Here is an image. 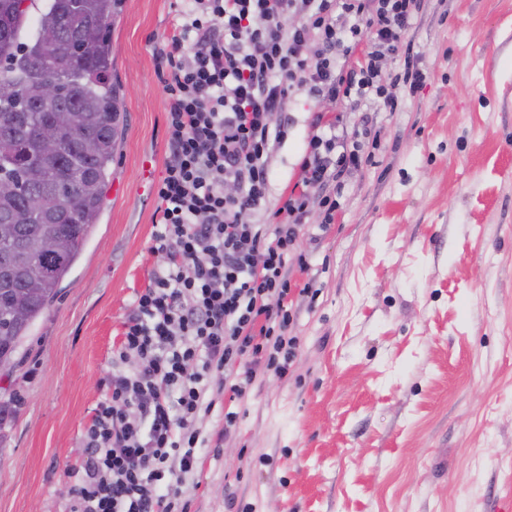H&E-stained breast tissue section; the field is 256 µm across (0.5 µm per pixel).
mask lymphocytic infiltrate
<instances>
[{
  "label": "lymphocytic infiltrate",
  "instance_id": "obj_1",
  "mask_svg": "<svg viewBox=\"0 0 512 512\" xmlns=\"http://www.w3.org/2000/svg\"><path fill=\"white\" fill-rule=\"evenodd\" d=\"M418 0H183L157 60L169 157L156 186L163 256L123 322L108 391L82 434L68 512H186V477L207 439L210 379L244 398L264 371L285 375L298 345L288 255L312 200L335 211L330 185L372 154L343 113L317 115L300 177L269 224L272 139L285 100L304 92L346 103L424 80L407 34ZM314 54H305L308 43ZM402 59L386 73L383 57Z\"/></svg>",
  "mask_w": 512,
  "mask_h": 512
}]
</instances>
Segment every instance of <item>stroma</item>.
I'll return each instance as SVG.
<instances>
[{
    "label": "stroma",
    "mask_w": 512,
    "mask_h": 512,
    "mask_svg": "<svg viewBox=\"0 0 512 512\" xmlns=\"http://www.w3.org/2000/svg\"><path fill=\"white\" fill-rule=\"evenodd\" d=\"M176 0H122L111 30L123 134L102 211L22 363L0 373L16 412L0 443V512H66L81 434L105 397L122 322L160 262L155 187L168 155L157 52ZM409 36L425 74L397 110L345 105L372 165L332 224L312 211L293 271L284 377L244 400L224 386L187 480L190 512H503L512 503V0H422ZM335 104L287 98L270 203L298 180L309 125ZM316 289L315 299L299 295ZM239 414L224 431V410Z\"/></svg>",
    "instance_id": "stroma-1"
}]
</instances>
